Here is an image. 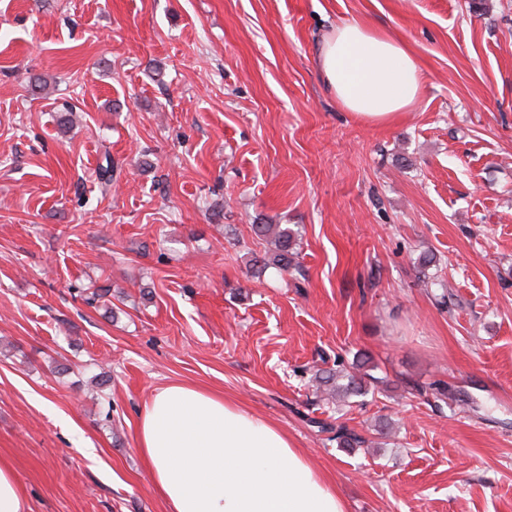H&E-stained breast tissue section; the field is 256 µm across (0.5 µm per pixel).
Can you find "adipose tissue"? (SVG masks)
<instances>
[{"label": "adipose tissue", "instance_id": "1", "mask_svg": "<svg viewBox=\"0 0 512 512\" xmlns=\"http://www.w3.org/2000/svg\"><path fill=\"white\" fill-rule=\"evenodd\" d=\"M316 67L347 111L376 122L410 110L422 90L406 44L356 20L331 28ZM137 446L165 512H346L285 431L208 390L155 391L139 411Z\"/></svg>", "mask_w": 512, "mask_h": 512}]
</instances>
